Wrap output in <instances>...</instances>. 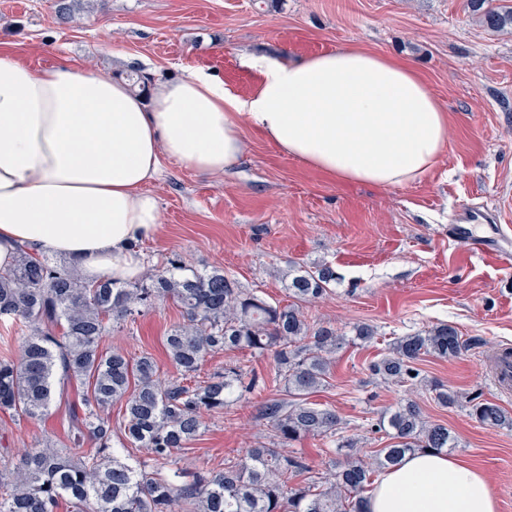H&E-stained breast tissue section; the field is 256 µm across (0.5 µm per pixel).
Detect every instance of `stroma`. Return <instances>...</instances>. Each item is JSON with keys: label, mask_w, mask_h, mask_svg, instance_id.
I'll list each match as a JSON object with an SVG mask.
<instances>
[{"label": "stroma", "mask_w": 512, "mask_h": 512, "mask_svg": "<svg viewBox=\"0 0 512 512\" xmlns=\"http://www.w3.org/2000/svg\"><path fill=\"white\" fill-rule=\"evenodd\" d=\"M347 46L414 65L448 113L438 165L403 187L339 184L244 129L242 156L222 175L162 158V176L150 187L160 226L139 245L144 265L174 256L200 271L220 267L277 301L289 265H329L331 293L304 310L348 341L313 401L335 409L367 455L387 443L382 416L416 402L455 436L454 455L487 474L499 512H512V428L482 425L470 412L478 397L512 414V395L495 388L488 365L512 348V265L464 255L452 240L465 210L489 213L479 236L512 238V30L484 26L469 0H0V50L35 68L66 61L154 79L203 69L240 96L259 83L239 62L244 52L288 61ZM183 321L167 299L101 345L133 357L151 353L168 376L175 369L165 338ZM361 323L375 327L373 343H350ZM439 323L456 327L468 346L448 359L421 356L424 384L409 389L372 375L370 363L395 338ZM432 380L457 395L455 406L431 398L425 384ZM83 392L72 384L54 394L44 419L0 413V458L47 439L67 444L69 410ZM261 398L206 416L181 461L185 474L221 470L265 442Z\"/></svg>", "instance_id": "1"}]
</instances>
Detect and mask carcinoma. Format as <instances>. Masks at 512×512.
I'll list each match as a JSON object with an SVG mask.
<instances>
[{
	"mask_svg": "<svg viewBox=\"0 0 512 512\" xmlns=\"http://www.w3.org/2000/svg\"><path fill=\"white\" fill-rule=\"evenodd\" d=\"M472 11L492 29H512V0H470ZM335 275L326 264L292 267L285 290L289 304L270 302L214 267L200 272L166 260L140 280L107 276L87 282L73 264L19 249L12 267L0 272V320L25 331L16 359L0 360V411L21 419L48 415L55 383H85L90 395L70 419L71 445L46 442L0 461V512H56L61 499L77 512H365L360 495L375 472L409 454L455 447L443 424L424 417L409 402L380 420L390 443L366 461L355 441L339 434L336 411L310 401L327 383L331 357L346 338L331 324L310 321L303 304L330 291ZM172 299L184 323L165 339L176 376L160 377L155 359L105 351L101 338L137 323L155 304ZM464 344L456 328L440 324L398 337L369 369L400 386L421 381L423 355L455 357ZM273 355L274 380L282 396L267 397L258 417L271 430L267 444L221 471L201 470L183 479L179 453L205 429L204 415L220 412L265 391L264 380L238 364L200 376L206 358L222 351ZM125 403L121 447L142 448L146 459L131 466L112 441V404ZM471 415L490 426L512 427V416L491 402H476ZM96 450L77 455L84 439ZM321 438L343 451L327 488L310 479L306 460L288 450L297 441Z\"/></svg>",
	"mask_w": 512,
	"mask_h": 512,
	"instance_id": "1",
	"label": "carcinoma"
}]
</instances>
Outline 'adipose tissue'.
Returning a JSON list of instances; mask_svg holds the SVG:
<instances>
[{"label":"adipose tissue","mask_w":512,"mask_h":512,"mask_svg":"<svg viewBox=\"0 0 512 512\" xmlns=\"http://www.w3.org/2000/svg\"><path fill=\"white\" fill-rule=\"evenodd\" d=\"M240 63L261 78L250 95L197 71L146 99L124 80L0 52V269L26 246L76 262L89 281L139 278L136 244L159 227L148 187L161 157L224 173L242 155L246 124L341 183L406 186L441 159L447 112L408 63L358 47ZM365 508L498 512V500L480 468L422 451L384 472Z\"/></svg>","instance_id":"obj_1"}]
</instances>
